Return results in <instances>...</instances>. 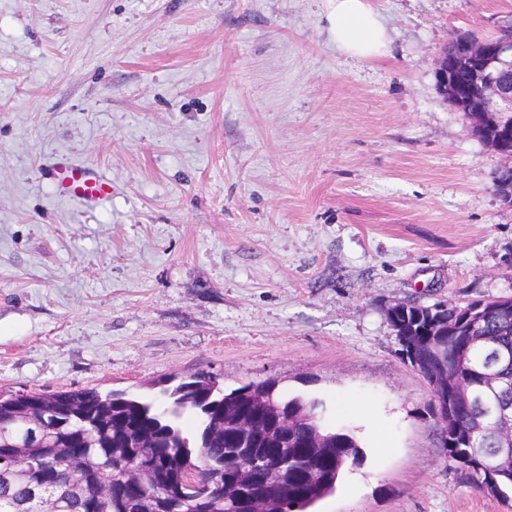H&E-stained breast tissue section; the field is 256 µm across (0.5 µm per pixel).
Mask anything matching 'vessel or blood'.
<instances>
[{"label": "vessel or blood", "instance_id": "obj_1", "mask_svg": "<svg viewBox=\"0 0 512 512\" xmlns=\"http://www.w3.org/2000/svg\"><path fill=\"white\" fill-rule=\"evenodd\" d=\"M49 174L58 194L81 206L101 208L112 198L111 182L83 164L60 158L51 165Z\"/></svg>", "mask_w": 512, "mask_h": 512}]
</instances>
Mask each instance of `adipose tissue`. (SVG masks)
I'll return each instance as SVG.
<instances>
[{
    "instance_id": "adipose-tissue-1",
    "label": "adipose tissue",
    "mask_w": 512,
    "mask_h": 512,
    "mask_svg": "<svg viewBox=\"0 0 512 512\" xmlns=\"http://www.w3.org/2000/svg\"><path fill=\"white\" fill-rule=\"evenodd\" d=\"M329 32L344 55L369 60L388 54L390 37L372 0H327Z\"/></svg>"
}]
</instances>
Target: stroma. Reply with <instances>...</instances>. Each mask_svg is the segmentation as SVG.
<instances>
[{"instance_id":"obj_1","label":"stroma","mask_w":512,"mask_h":512,"mask_svg":"<svg viewBox=\"0 0 512 512\" xmlns=\"http://www.w3.org/2000/svg\"><path fill=\"white\" fill-rule=\"evenodd\" d=\"M374 2L390 52L359 61L325 0H0V394L275 379L363 455L316 512H512L387 319L512 293L504 161L435 76L512 0ZM61 155L107 206L57 198Z\"/></svg>"}]
</instances>
